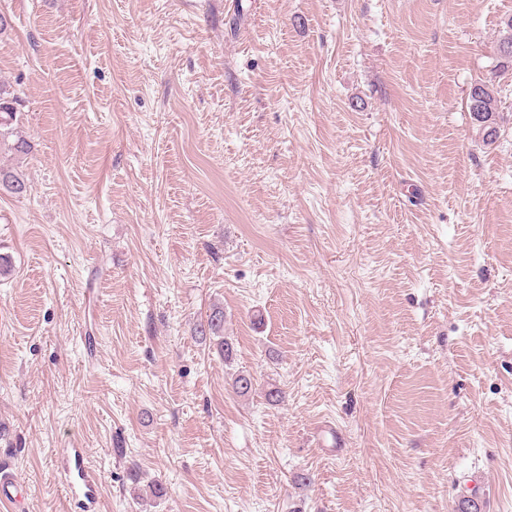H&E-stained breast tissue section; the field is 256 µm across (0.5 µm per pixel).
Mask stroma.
Here are the masks:
<instances>
[{"label": "stroma", "mask_w": 512, "mask_h": 512, "mask_svg": "<svg viewBox=\"0 0 512 512\" xmlns=\"http://www.w3.org/2000/svg\"><path fill=\"white\" fill-rule=\"evenodd\" d=\"M0 14V512H76L64 448L95 512H512V0ZM501 30H499L500 38L497 43V55L501 60L500 66H512V17L504 19L501 23ZM478 85L479 91L475 96L469 95V112H479L482 115L481 120L477 121L483 133V141L492 144L496 141L498 134L497 117L499 114L500 99L496 96L493 87L481 83ZM21 102L18 94L4 90L0 86V150L2 146L8 152L15 155L28 154L31 146L29 142L19 132L17 128V117L20 113L18 105ZM10 137L14 139L9 141ZM195 332L198 336H202V339L203 337L206 339L207 336H209V338H218L217 345L223 352L224 359L228 360L232 357L233 347L231 343L224 338V311L221 308H213L212 312L207 315V319L197 324ZM64 478L69 486L74 485L76 480H80L86 489L84 492L86 499H91L95 491L94 483L85 470L84 456L81 451L74 449L73 456H68L64 467Z\"/></svg>", "instance_id": "1"}]
</instances>
